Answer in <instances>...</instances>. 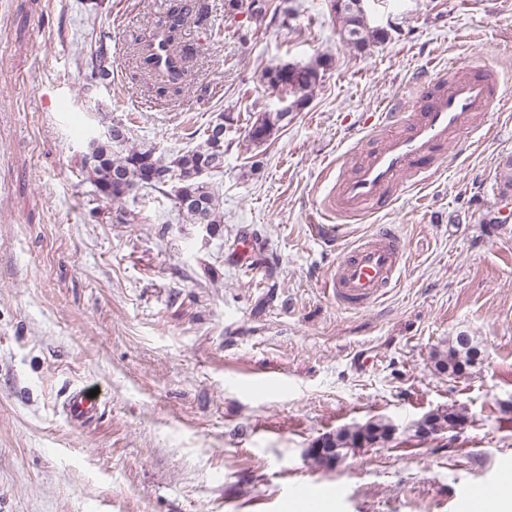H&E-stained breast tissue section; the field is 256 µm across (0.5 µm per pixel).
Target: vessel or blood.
<instances>
[{
	"instance_id": "vessel-or-blood-1",
	"label": "vessel or blood",
	"mask_w": 512,
	"mask_h": 512,
	"mask_svg": "<svg viewBox=\"0 0 512 512\" xmlns=\"http://www.w3.org/2000/svg\"><path fill=\"white\" fill-rule=\"evenodd\" d=\"M512 108V80L484 59H474L463 77L440 71L413 98H401L390 111L371 115L374 136L366 158L353 176L337 175L322 209L337 218L316 236L334 248L342 235V221L370 214L386 205V190L405 193L423 184L450 140L484 131L491 116ZM404 244L394 226L383 227L373 238L357 241L336 260L323 288L347 309L379 301L395 284L403 265ZM96 398L78 388L65 410L75 420L91 417ZM512 485V468L491 482L458 492L453 512H479L481 497Z\"/></svg>"
}]
</instances>
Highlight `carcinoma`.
<instances>
[{"instance_id": "1", "label": "carcinoma", "mask_w": 512, "mask_h": 512, "mask_svg": "<svg viewBox=\"0 0 512 512\" xmlns=\"http://www.w3.org/2000/svg\"><path fill=\"white\" fill-rule=\"evenodd\" d=\"M253 14L262 17L273 11L292 14L286 2L276 4L274 0H250ZM330 14L337 19L340 36L347 46L364 52L374 43H382L390 34L379 26H372L367 14L359 6V0H328ZM192 0H170L167 12L158 24L153 40L140 50V63L145 73L155 77L152 88L163 97L179 94L188 79L187 54L180 48L181 32L188 19L193 16ZM332 58L319 55L306 64L285 63L268 68L263 73L266 84L280 89L288 96V106L301 112L306 109L320 84ZM86 69L99 70L110 76L109 55L104 40L84 60ZM291 113L283 110L265 112L249 131L251 141L261 144L274 132L288 125ZM128 138L123 127L112 126V138L105 142H94L91 152L96 157L93 164L81 163V172L95 187V193L113 202L127 200L134 188L146 190L158 199L173 202L178 216L187 224H205L214 231L221 230L224 213L220 210L219 197L203 177L217 174L224 168V137L206 127L202 142L195 148L165 160L153 149L132 146L117 154L112 145L121 144ZM167 174L166 181L157 182L152 177ZM482 350L473 337L460 333L448 343L432 352L434 369L449 377H462L468 370L482 361ZM459 414L453 409L436 410L426 414V419L411 424L414 435H420L429 426L450 428ZM395 425L388 419L377 418L362 425L345 427L321 437L324 447L338 449L336 460H343L357 448H373L392 437Z\"/></svg>"}]
</instances>
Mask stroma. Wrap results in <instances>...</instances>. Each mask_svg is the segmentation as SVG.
<instances>
[{"label": "stroma", "mask_w": 512, "mask_h": 512, "mask_svg": "<svg viewBox=\"0 0 512 512\" xmlns=\"http://www.w3.org/2000/svg\"><path fill=\"white\" fill-rule=\"evenodd\" d=\"M181 46L191 81L156 96L138 71L168 0H0V512H287L313 490L329 512H452L454 493L512 463V111L495 133L447 149L428 184L349 221L341 247L396 224L395 288L350 311L321 286L336 254L309 220L324 169L354 170L366 118L412 95L436 69L485 57L512 70V0H370L372 25L399 33L365 52L346 46L326 0H297L282 22L199 0ZM112 36V82L81 62ZM333 59L307 109L264 143L249 130L283 95L265 69ZM231 115L224 168L209 182L224 235L181 223L150 197L137 224L112 219L81 174L93 139L132 121L165 157ZM257 239L247 275L240 232ZM486 359L465 377L430 355L458 333ZM274 377L263 394L246 383ZM97 390L84 424L65 415L76 388ZM453 431L421 439L410 424L445 408ZM383 417L397 431L335 467L307 455L341 427Z\"/></svg>", "instance_id": "35a3bbf8"}]
</instances>
